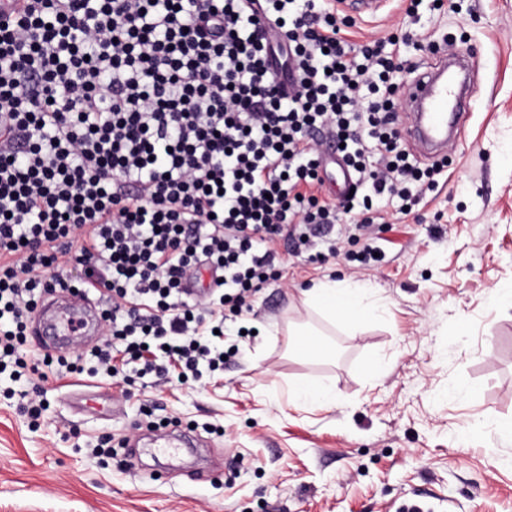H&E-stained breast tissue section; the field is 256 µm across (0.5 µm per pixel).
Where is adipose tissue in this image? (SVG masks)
Returning a JSON list of instances; mask_svg holds the SVG:
<instances>
[{"instance_id":"obj_1","label":"adipose tissue","mask_w":512,"mask_h":512,"mask_svg":"<svg viewBox=\"0 0 512 512\" xmlns=\"http://www.w3.org/2000/svg\"><path fill=\"white\" fill-rule=\"evenodd\" d=\"M367 293L366 286L361 284L323 281L309 290L308 298L312 307L331 318L365 321L379 314L377 307L367 304Z\"/></svg>"}]
</instances>
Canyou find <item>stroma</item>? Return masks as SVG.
<instances>
[{"instance_id": "obj_1", "label": "stroma", "mask_w": 512, "mask_h": 512, "mask_svg": "<svg viewBox=\"0 0 512 512\" xmlns=\"http://www.w3.org/2000/svg\"><path fill=\"white\" fill-rule=\"evenodd\" d=\"M400 22L415 34L404 55L464 57L478 90L437 187L408 216L384 200L378 261L358 267L343 233L324 261L283 255L281 283L230 325L245 332L239 354L197 381L126 399L101 373L0 374V512H394L412 499L512 512V437L499 431L512 422V307L494 300L512 292V0H423L411 16L390 0L349 35L383 39ZM320 280L366 284L380 316L332 321L307 300ZM300 324L327 355L289 356ZM305 380L332 385L335 406L293 402L289 383ZM33 388L35 421L17 397ZM166 423L205 447L144 448L127 466L94 452Z\"/></svg>"}]
</instances>
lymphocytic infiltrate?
Here are the masks:
<instances>
[{"label":"lymphocytic infiltrate","mask_w":512,"mask_h":512,"mask_svg":"<svg viewBox=\"0 0 512 512\" xmlns=\"http://www.w3.org/2000/svg\"><path fill=\"white\" fill-rule=\"evenodd\" d=\"M22 2L0 21V373L27 374L44 296L80 290L106 302L109 340L59 366L118 375L119 343L157 386L223 369L210 337L279 280V245L323 258L345 215L369 238L385 196L410 213L447 165L420 166L399 130L397 78L419 71L409 30L348 39L321 0ZM324 130L355 175L335 203ZM203 266L222 280L189 296Z\"/></svg>","instance_id":"lymphocytic-infiltrate-1"}]
</instances>
